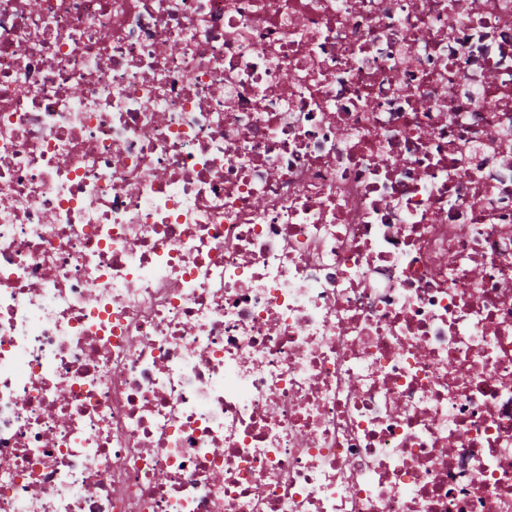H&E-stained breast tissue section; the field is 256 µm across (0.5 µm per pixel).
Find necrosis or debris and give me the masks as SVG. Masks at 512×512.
<instances>
[{"mask_svg":"<svg viewBox=\"0 0 512 512\" xmlns=\"http://www.w3.org/2000/svg\"><path fill=\"white\" fill-rule=\"evenodd\" d=\"M0 512H512V0H0Z\"/></svg>","mask_w":512,"mask_h":512,"instance_id":"obj_1","label":"necrosis or debris"}]
</instances>
